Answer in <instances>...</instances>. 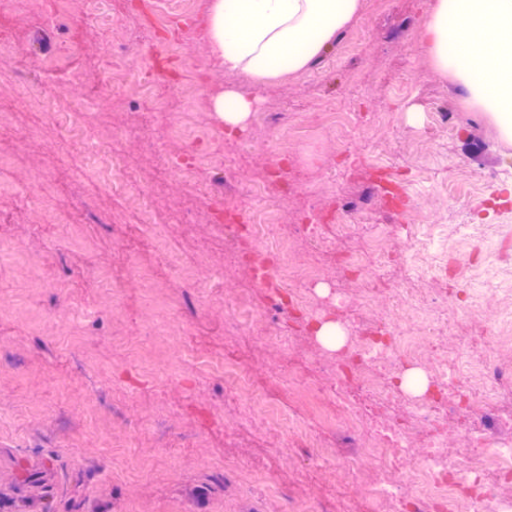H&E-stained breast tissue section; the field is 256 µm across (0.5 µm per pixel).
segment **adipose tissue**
Instances as JSON below:
<instances>
[{
	"instance_id": "obj_1",
	"label": "adipose tissue",
	"mask_w": 512,
	"mask_h": 512,
	"mask_svg": "<svg viewBox=\"0 0 512 512\" xmlns=\"http://www.w3.org/2000/svg\"><path fill=\"white\" fill-rule=\"evenodd\" d=\"M362 0H204L205 35L225 72L261 87L306 70L352 25ZM431 65L512 143V0H432L422 32ZM259 96L225 88L211 108L225 131L245 129Z\"/></svg>"
}]
</instances>
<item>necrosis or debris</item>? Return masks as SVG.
Wrapping results in <instances>:
<instances>
[{
  "mask_svg": "<svg viewBox=\"0 0 512 512\" xmlns=\"http://www.w3.org/2000/svg\"><path fill=\"white\" fill-rule=\"evenodd\" d=\"M30 104L49 113L59 126V148L70 149L76 129L85 124L89 103L79 104L67 114L52 111L50 97L46 94L31 99ZM297 188V181L285 177L278 191L270 195L266 192V183L259 182L253 184L250 191L261 198L260 206L246 208L237 204L224 209V245L231 255L241 258L243 240H252L258 246L256 258L250 262L253 285L266 292L269 336L283 342L288 339L286 324L293 311L310 310L305 285L317 277L314 265L289 263V249L298 241L314 256L332 249L313 213H306L302 223L289 227L287 232L277 230L276 212L288 194ZM359 331L352 359L334 362L324 357L317 361L319 369L329 371L332 377L349 378V387L339 386L328 393L306 383L301 374L288 376L289 385L300 399L321 406L328 428L343 432L351 439H356L365 424L368 401L378 394L395 392L391 385H375L372 366L396 371L403 362L416 357L413 340L403 335L399 324L378 321L360 325ZM431 382L440 390V398L423 397L408 402L414 417L432 429L427 452L415 474V493L405 495L391 468L387 467L371 483L370 497L389 501L392 512H497L495 492L486 486L485 473L491 469L497 474L512 476V430L503 428L494 413H486L481 426L462 443V456L469 464L466 476L462 477L448 468L441 425L449 416L467 412L473 396L491 398L498 386L512 382V372L500 369L490 356L479 361L476 372H452L447 359L442 358L431 375Z\"/></svg>",
  "mask_w": 512,
  "mask_h": 512,
  "instance_id": "necrosis-or-debris-1",
  "label": "necrosis or debris"
}]
</instances>
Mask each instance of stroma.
I'll list each match as a JSON object with an SVG mask.
<instances>
[{
    "label": "stroma",
    "mask_w": 512,
    "mask_h": 512,
    "mask_svg": "<svg viewBox=\"0 0 512 512\" xmlns=\"http://www.w3.org/2000/svg\"><path fill=\"white\" fill-rule=\"evenodd\" d=\"M158 2L110 0L113 22L104 28L87 19L85 0H67L68 17L50 35L42 32L49 0L0 4V38L13 46L0 68V109L12 114L11 128L0 130V247L24 251L19 264L0 256V512H287L292 500L326 512H390L346 468L317 477L311 449L299 447L266 411L225 393L223 378L200 362L220 356L242 363L256 391L309 432L323 433L321 420L289 393L288 373L300 369L311 384L332 385L316 366L325 349L310 324L334 316L346 331L333 355L350 356L357 334L352 292L364 287L370 269L348 272L341 259L350 250L367 254L381 227L393 257L387 279L410 280L414 296L437 302V316L453 317L450 332L434 342L423 337L420 320L406 323L418 338L416 369L430 372L443 354L456 369L455 355L466 345L472 359L482 358L490 352L488 329L512 319V145L500 142L478 112L464 110L449 77L424 57L416 33L430 0H389L383 10L363 0L361 18L307 71L284 74L262 92L259 112L293 117L305 131L291 140L288 163L307 192L289 194L277 224L298 223L310 207L332 215L342 196L366 215L349 239L324 224L336 246L320 258L308 288L314 311L299 318L288 345L261 338L263 322H244L238 299L249 292L259 309L265 291L253 287L248 264L229 258L214 210L193 198L190 182L220 183L232 170L227 200L257 205L243 189L276 164L265 145L268 131L252 121L226 136L210 110L225 87L246 96L254 88L211 57L203 0H193L186 18L161 16ZM67 39L81 46L69 60L79 74L74 83L46 68ZM115 45L125 48L127 64L153 73L139 105L106 87V56ZM185 62L194 67L204 104L193 105L181 90ZM18 74L29 81L28 96L50 93L57 110L96 101L92 120L120 132L114 152L132 162L150 218L102 182L86 152L76 148L60 159L53 124L20 96ZM333 106L358 115L344 146L322 132ZM438 109L454 113V133L434 124ZM185 115L197 141L167 136ZM145 123L165 140V155L149 148ZM19 129L30 130V138L17 140ZM191 154L200 162L188 176L176 163ZM332 165L342 175L329 187L324 173ZM489 170L496 183L482 181ZM44 177L55 198L87 220L81 242L71 241L52 212L38 211L34 193ZM151 222L160 224L162 243L149 232ZM462 244L471 256L466 269L456 256ZM169 253L188 269L182 282L172 280ZM409 253L417 266L405 263ZM134 265L170 283L171 336L160 350L148 330L157 314L130 273ZM103 273L120 286V303L103 291ZM218 275L223 287L209 293ZM96 395L108 406L94 415L89 402ZM484 410L475 397L469 417L443 424L450 468L464 469L460 441ZM429 434L412 423L405 454L393 459L405 492L414 490ZM44 461L52 469L46 480L34 473ZM243 466L252 474L247 487L225 482V470Z\"/></svg>",
    "instance_id": "1"
}]
</instances>
